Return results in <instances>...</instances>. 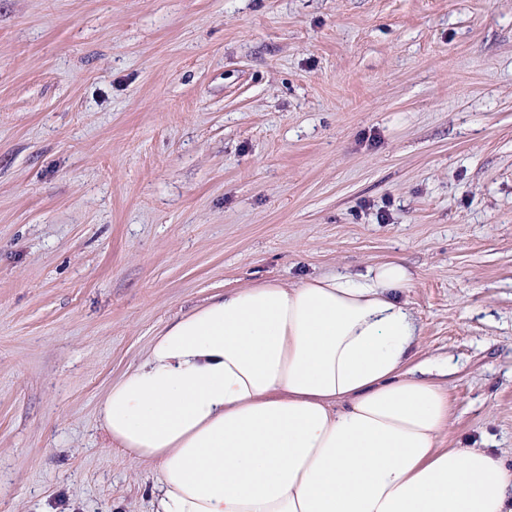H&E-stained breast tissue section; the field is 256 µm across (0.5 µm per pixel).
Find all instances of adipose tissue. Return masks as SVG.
<instances>
[{
	"mask_svg": "<svg viewBox=\"0 0 512 512\" xmlns=\"http://www.w3.org/2000/svg\"><path fill=\"white\" fill-rule=\"evenodd\" d=\"M386 262L211 296L98 409L153 464L154 512H512V465L444 448L451 407L411 364L418 328Z\"/></svg>",
	"mask_w": 512,
	"mask_h": 512,
	"instance_id": "adipose-tissue-1",
	"label": "adipose tissue"
}]
</instances>
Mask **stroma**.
<instances>
[{"label": "stroma", "instance_id": "1", "mask_svg": "<svg viewBox=\"0 0 512 512\" xmlns=\"http://www.w3.org/2000/svg\"><path fill=\"white\" fill-rule=\"evenodd\" d=\"M389 261L512 462V0H0V512H152L97 409L214 294Z\"/></svg>", "mask_w": 512, "mask_h": 512}]
</instances>
